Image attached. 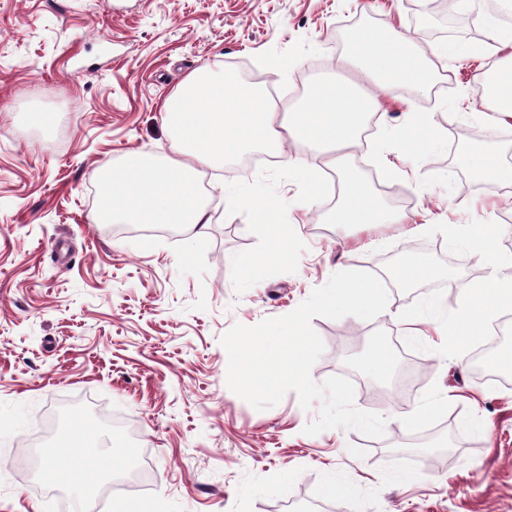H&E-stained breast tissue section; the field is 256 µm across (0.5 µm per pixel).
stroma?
I'll use <instances>...</instances> for the list:
<instances>
[{
  "instance_id": "35a3bbf8",
  "label": "stroma",
  "mask_w": 512,
  "mask_h": 512,
  "mask_svg": "<svg viewBox=\"0 0 512 512\" xmlns=\"http://www.w3.org/2000/svg\"><path fill=\"white\" fill-rule=\"evenodd\" d=\"M426 0H0V512H110L121 495L141 512H283L285 503L326 512H512V379L485 380L472 355L445 358L434 330L428 351L402 357L388 345L404 331L392 314L426 288L388 290L390 309L371 321L313 318L324 352L315 382L359 374L358 409L381 415L385 435L354 429L304 434L319 404L296 393L258 411L226 385L222 336L292 312L343 270L385 271L391 258L425 251L459 269L444 285L487 278L479 256L451 254L442 235H412L417 224L504 223L512 253V186L489 187L450 173L455 145L485 142L512 156V126L488 123L477 92L483 33L450 29L447 18L411 19ZM391 24L426 52L441 43L436 89L388 99L387 131L351 151L357 172L378 169V152L400 170L377 192L401 224L324 223L333 194L309 192L302 145L245 166L237 156L207 169L214 198L206 236L120 234L94 222L95 169L132 152L171 153L160 110L203 64L246 73L281 110L318 79L348 75L345 24ZM430 113L440 144L411 160L399 131L409 113ZM247 188L275 206L293 232L281 262L251 276L236 262L263 253L252 231L259 215L225 207L226 191ZM382 347L385 377L354 369ZM449 394L441 417L408 425L400 413ZM92 424L121 435L120 451L146 470L94 496L46 483L34 455ZM410 479L396 481L397 472ZM346 484L330 495L329 474Z\"/></svg>"
}]
</instances>
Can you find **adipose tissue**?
I'll list each match as a JSON object with an SVG mask.
<instances>
[{
    "label": "adipose tissue",
    "mask_w": 512,
    "mask_h": 512,
    "mask_svg": "<svg viewBox=\"0 0 512 512\" xmlns=\"http://www.w3.org/2000/svg\"><path fill=\"white\" fill-rule=\"evenodd\" d=\"M344 61L356 69L355 82L321 79L311 83L291 111L280 112L264 90L214 73L204 66L190 74L163 103L162 119L174 133V153L156 157L128 154L122 163L99 166L95 175L103 186L96 222L102 224H173L204 235L212 222L202 189V176L212 165L258 150L281 154L291 143L334 149L326 166L338 174L340 191L326 223L363 226L398 224L403 216L389 211L370 186L349 168L345 148L358 145L370 117L385 98L409 88L432 89L437 70L414 41L388 25H367L345 42ZM481 97L495 106L496 120L512 118V58L496 62L478 80ZM454 166L489 186H512V165L502 163L487 147L462 148ZM226 206L256 210L262 221L254 232L270 247L256 259L239 261V275L280 256V243L289 227L273 221L272 205L258 196L230 194ZM69 465L50 458L44 476L93 490L120 471L124 457L102 449L92 432H85Z\"/></svg>",
    "instance_id": "adipose-tissue-1"
}]
</instances>
